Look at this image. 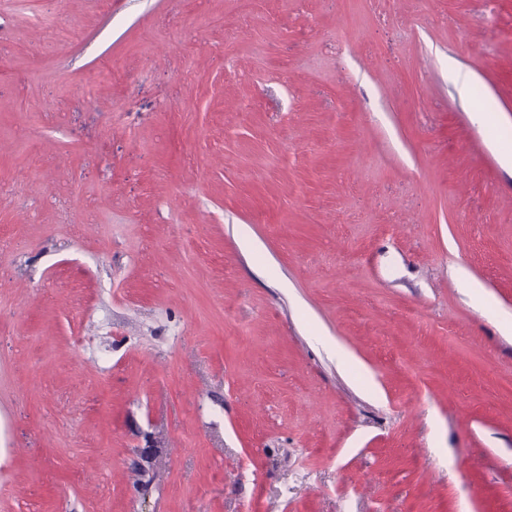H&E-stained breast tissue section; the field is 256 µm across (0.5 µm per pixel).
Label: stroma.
<instances>
[{
	"label": "stroma",
	"instance_id": "stroma-1",
	"mask_svg": "<svg viewBox=\"0 0 512 512\" xmlns=\"http://www.w3.org/2000/svg\"><path fill=\"white\" fill-rule=\"evenodd\" d=\"M479 112L512 0H0V512H512Z\"/></svg>",
	"mask_w": 512,
	"mask_h": 512
}]
</instances>
